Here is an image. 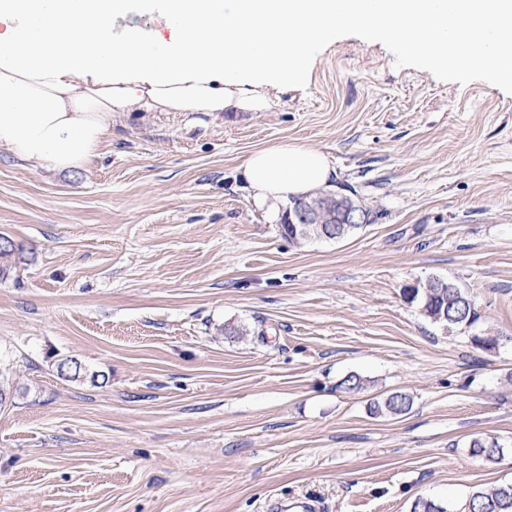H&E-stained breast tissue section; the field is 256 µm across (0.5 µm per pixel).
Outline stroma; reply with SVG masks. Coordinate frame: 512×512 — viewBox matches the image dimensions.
<instances>
[{"mask_svg": "<svg viewBox=\"0 0 512 512\" xmlns=\"http://www.w3.org/2000/svg\"><path fill=\"white\" fill-rule=\"evenodd\" d=\"M269 96L117 113L78 169L0 147L21 249L0 279V512H458L512 483V85L351 32ZM284 139L328 154L369 224L284 237L239 171ZM432 277L471 294L470 327L405 299ZM71 357L83 381L58 373ZM395 391L406 413L371 414Z\"/></svg>", "mask_w": 512, "mask_h": 512, "instance_id": "1", "label": "stroma"}]
</instances>
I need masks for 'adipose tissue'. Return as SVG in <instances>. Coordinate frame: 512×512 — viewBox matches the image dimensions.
Instances as JSON below:
<instances>
[{
    "mask_svg": "<svg viewBox=\"0 0 512 512\" xmlns=\"http://www.w3.org/2000/svg\"><path fill=\"white\" fill-rule=\"evenodd\" d=\"M158 20L146 30L128 16ZM356 30L429 70L512 78V0H0V146L85 166L119 112H260ZM256 205L328 189L330 158L283 140L247 156Z\"/></svg>",
    "mask_w": 512,
    "mask_h": 512,
    "instance_id": "obj_1",
    "label": "adipose tissue"
}]
</instances>
